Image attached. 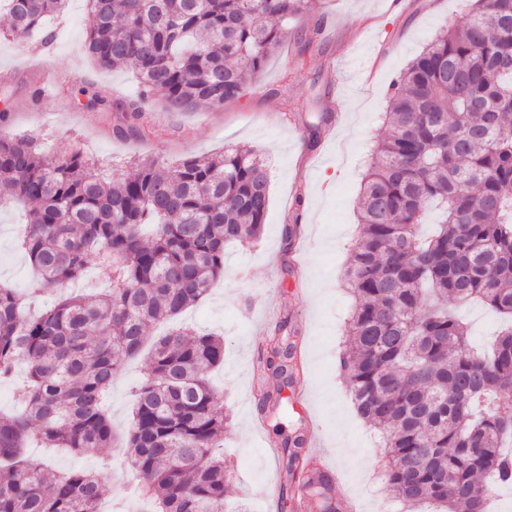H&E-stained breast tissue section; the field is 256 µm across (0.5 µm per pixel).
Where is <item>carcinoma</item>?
I'll return each instance as SVG.
<instances>
[{
	"label": "carcinoma",
	"instance_id": "1",
	"mask_svg": "<svg viewBox=\"0 0 512 512\" xmlns=\"http://www.w3.org/2000/svg\"><path fill=\"white\" fill-rule=\"evenodd\" d=\"M85 48L102 69L129 66L141 99L116 106L112 135L143 136L141 101L169 112L238 99L280 44L283 25L316 0H87ZM471 13L413 58L389 95L359 201L360 234L345 279L354 298L339 369L358 414L385 433L381 476L407 503L488 512L512 485V324L479 355L451 303L480 300L512 319V0H471ZM66 0H0L1 34L43 27ZM129 177L96 174L78 148L43 151L31 135L0 134V206L27 207L24 246L44 289L93 265L112 287L61 299L22 320L0 288V381L23 375L18 414L0 417V512H99L102 476L57 473L26 457L46 448L112 447L105 401L124 360L151 342L126 433L128 466L155 512H224L229 476L217 451L229 421L209 373L224 339L188 327L149 330L202 300L224 277V248L261 236L266 164L226 149L170 166L131 161ZM441 209L422 238L427 211ZM266 367L290 385L288 320L269 332ZM299 438L282 442L300 512H336L330 477L312 476Z\"/></svg>",
	"mask_w": 512,
	"mask_h": 512
}]
</instances>
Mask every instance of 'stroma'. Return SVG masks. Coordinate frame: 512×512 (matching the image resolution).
I'll list each match as a JSON object with an SVG mask.
<instances>
[{
  "mask_svg": "<svg viewBox=\"0 0 512 512\" xmlns=\"http://www.w3.org/2000/svg\"><path fill=\"white\" fill-rule=\"evenodd\" d=\"M466 4L401 0L392 11L386 0H319L318 45L302 48L301 33L312 19L296 18L238 100L193 112H167L150 101L142 112L145 136L131 143L113 137L109 107L137 99L139 84L132 70H104L87 56L86 0H67L45 31L0 37V111L8 113L0 129L38 137L48 153L82 147L106 177L128 172L134 154L170 164L228 147L267 155L270 204L260 239L228 246L224 278L177 318L224 337V363L212 382L230 418L224 434L230 507L292 512L282 496L269 501L262 495L267 485L285 480L271 450L282 437L314 434L323 451L320 464L338 469L335 491L351 497L357 512H402L380 492L381 433L358 416L337 369L351 309L344 270L358 235L361 175L384 130L391 86L439 31L466 19ZM299 58L303 71L285 81ZM82 91L104 100L105 109L83 106ZM316 112L333 119L312 147L305 124ZM22 234L21 210L0 207V286L20 295L30 290L33 275L19 246ZM284 319L299 332L304 375L290 396L303 407L274 419L258 409V362L267 327ZM148 370L147 356H138L113 383L107 408L116 431L126 432L131 389ZM31 454L55 470L103 472L107 505L118 482L138 485L118 448L85 455L35 448Z\"/></svg>",
  "mask_w": 512,
  "mask_h": 512,
  "instance_id": "stroma-1",
  "label": "stroma"
}]
</instances>
